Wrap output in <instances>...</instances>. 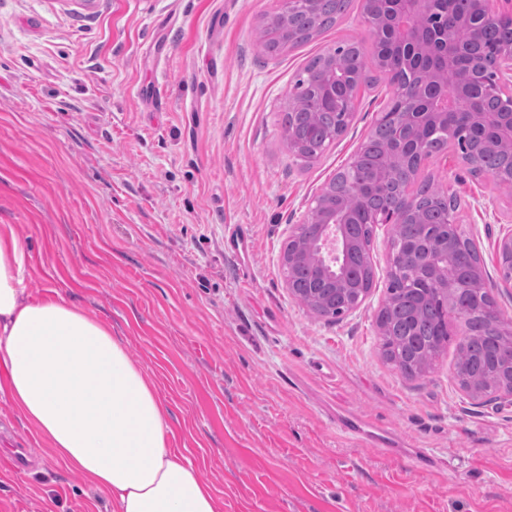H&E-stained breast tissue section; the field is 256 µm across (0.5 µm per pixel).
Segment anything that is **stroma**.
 I'll use <instances>...</instances> for the list:
<instances>
[{"label": "stroma", "instance_id": "stroma-1", "mask_svg": "<svg viewBox=\"0 0 512 512\" xmlns=\"http://www.w3.org/2000/svg\"><path fill=\"white\" fill-rule=\"evenodd\" d=\"M362 3L271 57L259 32L281 0H0V225L29 244L33 296L70 297L123 338L221 512H512V401L461 388V320L419 376L382 356L390 225L375 227L357 310L315 317L286 286L291 229L392 97ZM350 42L372 81L345 132L302 162L283 138L292 86ZM418 176L457 200L512 326L494 247L512 187L453 146ZM351 417L368 434L345 430ZM0 512H115L3 392Z\"/></svg>", "mask_w": 512, "mask_h": 512}]
</instances>
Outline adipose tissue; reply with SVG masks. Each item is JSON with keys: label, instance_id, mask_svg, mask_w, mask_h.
Segmentation results:
<instances>
[{"label": "adipose tissue", "instance_id": "1", "mask_svg": "<svg viewBox=\"0 0 512 512\" xmlns=\"http://www.w3.org/2000/svg\"><path fill=\"white\" fill-rule=\"evenodd\" d=\"M24 239L0 227V377L29 428L118 512H219L172 445L171 413L110 325L61 296L33 298Z\"/></svg>", "mask_w": 512, "mask_h": 512}]
</instances>
